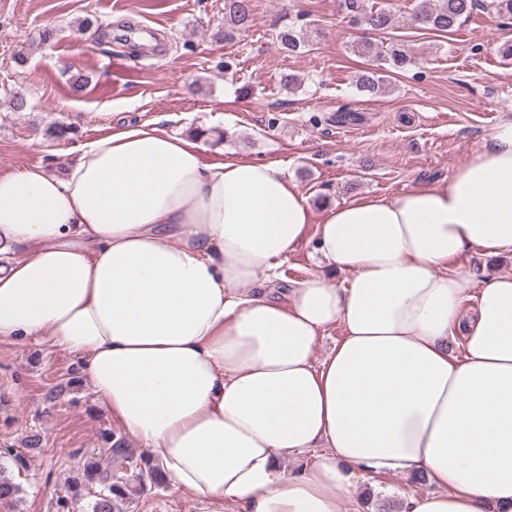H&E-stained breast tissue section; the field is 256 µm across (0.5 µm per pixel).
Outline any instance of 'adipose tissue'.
Here are the masks:
<instances>
[{
	"instance_id": "ef3b65f1",
	"label": "adipose tissue",
	"mask_w": 512,
	"mask_h": 512,
	"mask_svg": "<svg viewBox=\"0 0 512 512\" xmlns=\"http://www.w3.org/2000/svg\"><path fill=\"white\" fill-rule=\"evenodd\" d=\"M73 153L0 175V338L77 355L175 488L359 512V473L421 474L403 512H512V274L455 264L512 253V120L450 178L318 208L277 164L157 126ZM311 227L326 271L276 288ZM456 264L473 273L475 282L479 284L493 273H512V256L505 255L496 260H488L477 249L465 251Z\"/></svg>"
}]
</instances>
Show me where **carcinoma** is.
Returning <instances> with one entry per match:
<instances>
[{
	"instance_id": "1",
	"label": "carcinoma",
	"mask_w": 512,
	"mask_h": 512,
	"mask_svg": "<svg viewBox=\"0 0 512 512\" xmlns=\"http://www.w3.org/2000/svg\"><path fill=\"white\" fill-rule=\"evenodd\" d=\"M478 0H422L413 14V21L421 28L438 33H449L460 25L462 19L470 16L477 6ZM343 8L351 20L368 30L384 33L393 26L394 15L387 8L374 9L366 6V0H343ZM255 16L252 0H224V23L227 30L222 38H230L237 31H247L254 26ZM282 52L291 55L306 46L303 30L296 26H285L275 35ZM376 60L383 62L394 70H402L411 63V58L402 44L390 43L385 54L375 55ZM357 89L364 93L376 94L384 90L385 79L380 71H369L356 80ZM109 454L113 466L101 469L94 461L84 464V477L90 482L99 480L101 490L93 506V512H121L122 502L129 496L130 481L115 474L125 468L143 466L154 479L162 477L159 464H152L145 459L135 460L131 449L126 447L123 438L112 436Z\"/></svg>"
}]
</instances>
